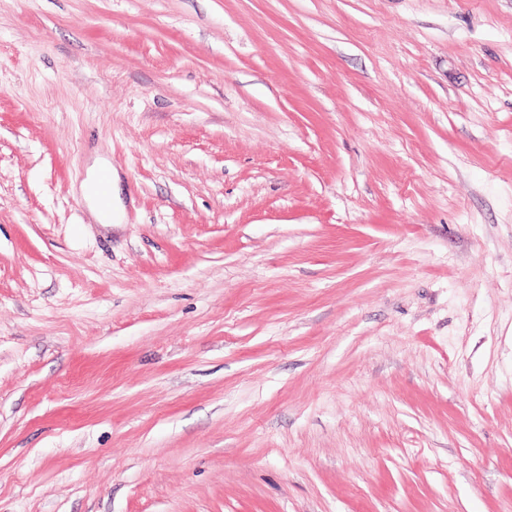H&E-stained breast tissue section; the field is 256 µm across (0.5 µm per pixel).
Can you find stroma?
<instances>
[{"label": "stroma", "mask_w": 512, "mask_h": 512, "mask_svg": "<svg viewBox=\"0 0 512 512\" xmlns=\"http://www.w3.org/2000/svg\"><path fill=\"white\" fill-rule=\"evenodd\" d=\"M0 512H512V0H0ZM107 176L108 198L103 201L99 193V178ZM118 176L115 169L109 166H102L82 184L81 190L85 198L97 211L102 224H112L113 221V204L117 197Z\"/></svg>", "instance_id": "1"}]
</instances>
